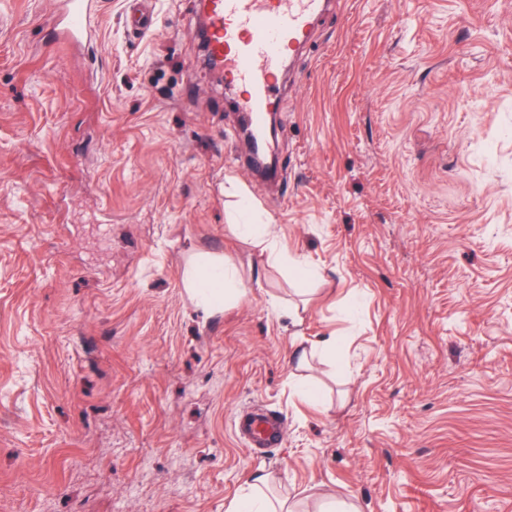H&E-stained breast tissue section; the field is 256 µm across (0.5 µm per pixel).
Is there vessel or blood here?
<instances>
[{"label": "vessel or blood", "instance_id": "1", "mask_svg": "<svg viewBox=\"0 0 512 512\" xmlns=\"http://www.w3.org/2000/svg\"><path fill=\"white\" fill-rule=\"evenodd\" d=\"M94 0H61L55 31L59 40L85 44L94 32L87 20ZM328 0H207L209 50L224 66L227 83L239 90L238 108L255 132L265 127V113L276 101L283 63L305 44L311 26ZM236 432L256 448L283 441V427L273 416L242 414Z\"/></svg>", "mask_w": 512, "mask_h": 512}]
</instances>
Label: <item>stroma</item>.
<instances>
[{
  "label": "stroma",
  "mask_w": 512,
  "mask_h": 512,
  "mask_svg": "<svg viewBox=\"0 0 512 512\" xmlns=\"http://www.w3.org/2000/svg\"><path fill=\"white\" fill-rule=\"evenodd\" d=\"M95 2L79 48L0 0V512H226L257 473L295 512H512V0H332L274 183L199 0ZM199 255L246 296L198 307ZM233 230L237 236L245 241H250L263 250L270 249L271 255L275 254V243L269 238L272 234V226L270 224H233ZM235 430L245 435L255 448H272L283 441L281 423L267 414L246 412L238 418Z\"/></svg>",
  "instance_id": "obj_1"
}]
</instances>
